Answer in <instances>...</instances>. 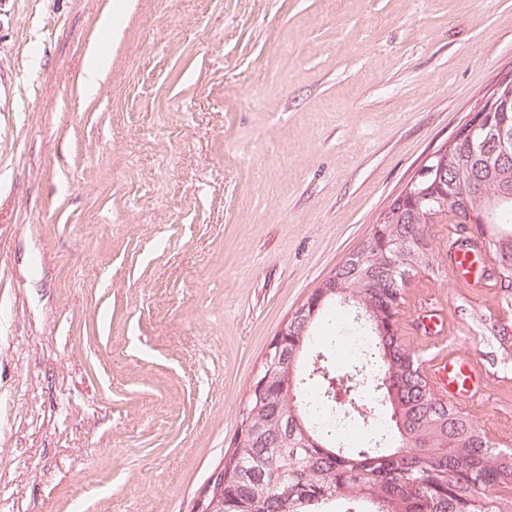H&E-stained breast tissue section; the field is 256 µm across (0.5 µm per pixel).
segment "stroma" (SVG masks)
<instances>
[{
	"mask_svg": "<svg viewBox=\"0 0 512 512\" xmlns=\"http://www.w3.org/2000/svg\"><path fill=\"white\" fill-rule=\"evenodd\" d=\"M109 5L0 0V512H191L281 326L512 76V0ZM431 235L398 334L512 444V313Z\"/></svg>",
	"mask_w": 512,
	"mask_h": 512,
	"instance_id": "obj_1",
	"label": "stroma"
}]
</instances>
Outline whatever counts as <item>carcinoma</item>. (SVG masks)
<instances>
[{
  "instance_id": "carcinoma-1",
  "label": "carcinoma",
  "mask_w": 512,
  "mask_h": 512,
  "mask_svg": "<svg viewBox=\"0 0 512 512\" xmlns=\"http://www.w3.org/2000/svg\"><path fill=\"white\" fill-rule=\"evenodd\" d=\"M495 141L451 148L434 199L399 205L389 223L364 240L333 273L336 292L326 296L315 320L302 328L289 321L283 348L303 355L315 322L343 303L371 338L368 358L348 365L345 377L331 356L312 373L323 397L333 382L353 393L369 389V404L388 417L384 440L345 449L312 416L296 359L285 379L265 363L250 392L239 432L243 444L224 460V512H330L336 501L354 512H468L474 496L484 512H512V448L490 447L487 432L438 394L420 373V357L398 336L391 310L405 302L407 280L430 267L435 247L429 225L441 205L465 219L483 212L485 224L470 225L459 247L474 240L493 260V275L512 285V159L500 158Z\"/></svg>"
}]
</instances>
